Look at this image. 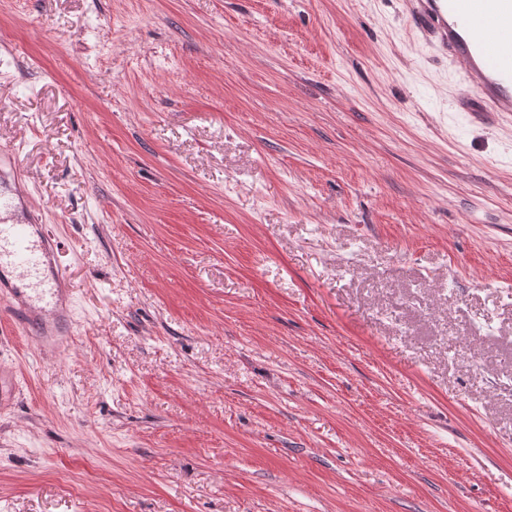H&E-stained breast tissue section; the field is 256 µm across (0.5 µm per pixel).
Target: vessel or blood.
Listing matches in <instances>:
<instances>
[{
	"mask_svg": "<svg viewBox=\"0 0 512 512\" xmlns=\"http://www.w3.org/2000/svg\"><path fill=\"white\" fill-rule=\"evenodd\" d=\"M413 23L465 69L483 109L512 112V0H409ZM14 152L0 147V299L8 301L23 332L40 345L64 348L77 323L63 296L65 269L56 261L58 245L33 235L39 218L26 201Z\"/></svg>",
	"mask_w": 512,
	"mask_h": 512,
	"instance_id": "obj_1",
	"label": "vessel or blood"
}]
</instances>
